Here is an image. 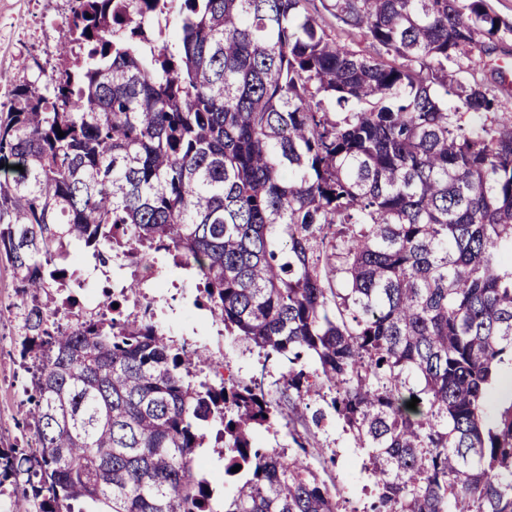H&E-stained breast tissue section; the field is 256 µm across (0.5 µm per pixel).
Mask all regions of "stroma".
<instances>
[{
    "label": "stroma",
    "instance_id": "obj_1",
    "mask_svg": "<svg viewBox=\"0 0 512 512\" xmlns=\"http://www.w3.org/2000/svg\"><path fill=\"white\" fill-rule=\"evenodd\" d=\"M72 0H0V106L9 105L16 84L34 79L39 69L58 63V47L67 36ZM512 70V33L499 34L485 58L484 66L463 73L466 81L484 84L512 113V93L497 82L495 69ZM171 287L151 290L155 300L156 324L167 338L187 348L209 352L211 365L193 368V385L215 383L223 374L233 380H248L266 370L268 381L284 373L281 363L265 360L258 348L225 335L223 324L213 320L209 310L199 306L198 279L193 272L175 271ZM20 297L6 259L0 258V448L34 447L32 406L33 364L18 355L20 338L17 313ZM217 424L205 426L203 448L196 455L205 463L204 472L216 489L215 512H222L224 496L233 481L224 477V455L215 442ZM312 442L320 449L312 463L323 477L335 481L346 500L347 512H361L371 479L363 468L365 452L354 446L334 413H327L321 425L312 428Z\"/></svg>",
    "mask_w": 512,
    "mask_h": 512
}]
</instances>
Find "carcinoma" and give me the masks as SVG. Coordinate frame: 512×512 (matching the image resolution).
Returning <instances> with one entry per match:
<instances>
[{"mask_svg":"<svg viewBox=\"0 0 512 512\" xmlns=\"http://www.w3.org/2000/svg\"><path fill=\"white\" fill-rule=\"evenodd\" d=\"M73 2L58 65L0 116V257L35 359L36 447L0 450V485L26 474L14 512H212L195 449L217 420L224 512H345L255 444L265 375L195 387L209 355L150 319L55 323L75 243L196 269L224 334L288 362V422L332 392L367 450L362 512H512V401L487 414L512 363V116L448 79L505 25L487 0H335L373 54L307 0ZM334 0H311L308 2L307 7L311 12H317L323 20V23L342 40L351 44L357 43L359 38L355 36H348L341 23L336 20V10L333 8ZM354 40V41H352Z\"/></svg>","mask_w":512,"mask_h":512,"instance_id":"1","label":"carcinoma"}]
</instances>
